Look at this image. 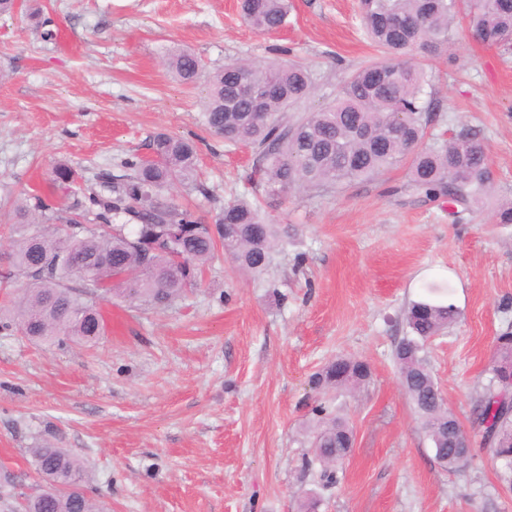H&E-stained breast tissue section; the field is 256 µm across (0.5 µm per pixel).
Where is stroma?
<instances>
[{
	"instance_id": "1",
	"label": "stroma",
	"mask_w": 512,
	"mask_h": 512,
	"mask_svg": "<svg viewBox=\"0 0 512 512\" xmlns=\"http://www.w3.org/2000/svg\"><path fill=\"white\" fill-rule=\"evenodd\" d=\"M0 14V199L28 191L68 207L100 175L151 155L154 136L196 141L201 190L167 199L215 223L225 203L251 193L250 149L203 124L208 72L231 60L281 55L311 72L309 112L332 101L344 77L376 56L359 0H290L286 26L259 33L239 0H20ZM186 48L207 74L182 84L168 52ZM434 76L440 110L430 137L475 131L488 147L490 185L455 221L447 201L414 204L399 165L340 192L264 200L288 228L262 277L216 253L200 287L164 309L112 295L93 346L39 343L0 328V512H17L42 480L32 448L77 455L89 497L106 512H512V476L481 442L449 471L435 458L404 394L393 352L402 311L447 282L458 319L427 345L445 405L470 427L497 337L512 332V46L486 47L463 23L451 44L412 52ZM71 192L54 190L57 165ZM339 356L364 360L360 389L329 394L354 428L350 456L324 486L309 428L313 380Z\"/></svg>"
}]
</instances>
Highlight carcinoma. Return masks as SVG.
<instances>
[{
	"mask_svg": "<svg viewBox=\"0 0 512 512\" xmlns=\"http://www.w3.org/2000/svg\"><path fill=\"white\" fill-rule=\"evenodd\" d=\"M242 17L251 28L269 32L287 23L288 0H241ZM482 44L512 42V0H360V24L386 55L345 79L334 102L290 117L288 108L308 99L313 85L307 68L281 59L266 64L232 62L209 76L203 107L204 125L224 140L249 148L254 156L250 179L268 198L293 191L342 189L371 180L410 159L403 192L417 201L446 198L461 221L489 184L486 146L477 134L461 131L441 144L425 143L438 108L430 76L404 60L415 49L430 51L451 40L458 17ZM167 66L183 84H193L203 70L188 50L170 55ZM248 83L266 94L256 105L240 93ZM150 162L134 156L124 161L130 174L112 194L92 192L89 205L64 210L28 195L11 204L12 234L5 256L10 274L25 281L14 305L0 308V327L18 326L41 342L64 337L91 345L105 334L99 301L114 294L132 304L167 306L198 285L217 247L240 269L265 273L271 252L282 241L277 224L264 222L256 206L238 198L224 206L213 224L168 204L162 192L193 186L198 172L194 141L165 133L153 139ZM136 222L133 233L114 220ZM81 224L79 233L67 226ZM68 255L83 271L82 284L64 283L69 273L56 266ZM433 284L429 295L411 302L404 313L406 335L395 348L401 386L435 448L448 447V431L458 420L444 406L429 367L426 342L453 323L458 310L443 300ZM490 385L476 400L473 425L484 445L512 470V335L497 337ZM370 377L369 366L338 357L316 376L328 394L355 390ZM311 431L314 457L330 483L349 441L350 423L315 408ZM36 473L53 476L57 485L29 498L24 512H100L87 494L69 490L82 480L83 467L73 454L43 446L31 450Z\"/></svg>",
	"mask_w": 512,
	"mask_h": 512,
	"instance_id": "obj_1",
	"label": "carcinoma"
}]
</instances>
